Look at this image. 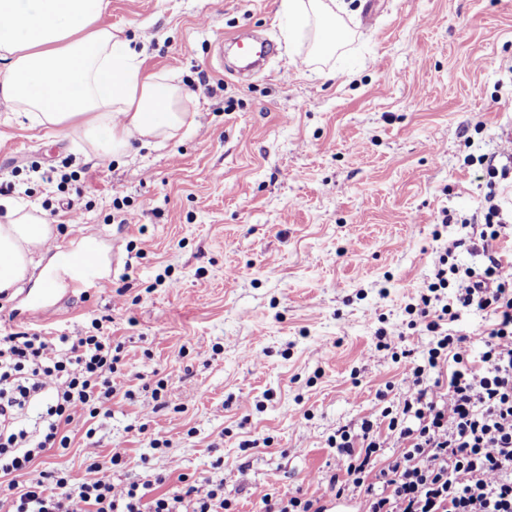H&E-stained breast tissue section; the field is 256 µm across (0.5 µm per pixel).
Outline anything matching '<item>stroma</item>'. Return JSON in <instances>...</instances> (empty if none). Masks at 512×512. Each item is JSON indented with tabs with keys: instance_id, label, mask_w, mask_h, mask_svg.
Segmentation results:
<instances>
[{
	"instance_id": "35a3bbf8",
	"label": "stroma",
	"mask_w": 512,
	"mask_h": 512,
	"mask_svg": "<svg viewBox=\"0 0 512 512\" xmlns=\"http://www.w3.org/2000/svg\"><path fill=\"white\" fill-rule=\"evenodd\" d=\"M109 2L100 25L134 39L147 73L177 78L196 123L105 159L77 131L17 124L0 99V197L36 205L57 245L91 241L114 263L102 287L61 286L46 321L22 292L0 298V334L73 336L108 317L123 357L109 414L77 419L35 469L78 482L88 451L118 446L113 484L152 498L183 474L223 481L236 512L267 494L331 499L328 437L403 386L377 329L423 356L413 289L460 219L483 220L476 158L512 138V0H353L328 74L298 64L308 47L288 43L281 0ZM245 31L275 52L243 81L217 48ZM51 167L68 183L43 180Z\"/></svg>"
}]
</instances>
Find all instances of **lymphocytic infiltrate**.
Listing matches in <instances>:
<instances>
[{
	"label": "lymphocytic infiltrate",
	"instance_id": "obj_1",
	"mask_svg": "<svg viewBox=\"0 0 512 512\" xmlns=\"http://www.w3.org/2000/svg\"><path fill=\"white\" fill-rule=\"evenodd\" d=\"M496 198L493 190L486 195L485 224L471 241L485 258L481 270L440 255L407 307L410 327L431 338L424 361L396 350L387 330L376 332L377 349L406 367L405 392L388 400L378 420L338 427L328 438L344 470L331 478L336 496L358 500L361 512H512V247L500 243ZM464 310L493 318L476 354L466 337L448 330ZM120 360L104 318H92L88 331L74 336H0V503L10 512H233L218 489L183 475L149 501L137 485L116 489L109 472L123 463L121 448L92 457L75 484L34 473L37 457L69 446L77 414L107 409ZM440 368L445 379L430 380ZM35 402L41 412L31 431L22 414ZM393 444L400 455L381 464L382 449Z\"/></svg>",
	"mask_w": 512,
	"mask_h": 512
}]
</instances>
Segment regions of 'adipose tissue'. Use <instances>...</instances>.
<instances>
[{
  "label": "adipose tissue",
  "mask_w": 512,
  "mask_h": 512,
  "mask_svg": "<svg viewBox=\"0 0 512 512\" xmlns=\"http://www.w3.org/2000/svg\"><path fill=\"white\" fill-rule=\"evenodd\" d=\"M282 5L303 22L292 39L311 41L304 64L335 56L347 33L344 0ZM105 7V0H0V98L18 104L29 123L81 131L103 158L195 123L184 88L146 73L122 30L98 26ZM53 235L37 208L0 202V294L25 281Z\"/></svg>",
  "instance_id": "ef3b65f1"
}]
</instances>
